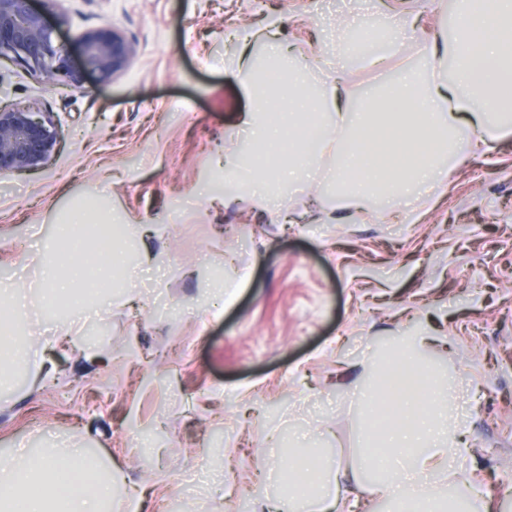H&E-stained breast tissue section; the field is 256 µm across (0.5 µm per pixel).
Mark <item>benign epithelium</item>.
Returning <instances> with one entry per match:
<instances>
[{
	"label": "benign epithelium",
	"instance_id": "7a95c632",
	"mask_svg": "<svg viewBox=\"0 0 512 512\" xmlns=\"http://www.w3.org/2000/svg\"><path fill=\"white\" fill-rule=\"evenodd\" d=\"M66 17L59 0H0V61L16 62L35 72L47 87H79L86 70L104 79L124 71L135 42L101 26L80 37L84 64L79 66L58 38ZM63 133L46 112L20 104H0V174L38 172L60 152Z\"/></svg>",
	"mask_w": 512,
	"mask_h": 512
}]
</instances>
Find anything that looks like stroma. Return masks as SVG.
Here are the masks:
<instances>
[{"instance_id":"35a3bbf8","label":"stroma","mask_w":512,"mask_h":512,"mask_svg":"<svg viewBox=\"0 0 512 512\" xmlns=\"http://www.w3.org/2000/svg\"><path fill=\"white\" fill-rule=\"evenodd\" d=\"M391 0H63L71 53L109 25L136 53L109 80L46 89L0 68V100L50 113L64 135L43 171L0 174V290L29 291L37 237L79 208L122 225L118 295L25 329V382L0 385V457L91 448L120 462L143 512H168L195 485L197 512H260L285 495L265 481L270 447L356 459L360 396L402 336H433L423 357L459 392L458 458L492 512H512V136L462 155L426 201L329 218V166L274 193L270 209L223 194L224 169L252 145L254 88L240 34L294 46L313 84L330 77L339 22L381 20ZM393 70L416 63L451 6L411 0ZM224 302L210 307L214 279Z\"/></svg>"}]
</instances>
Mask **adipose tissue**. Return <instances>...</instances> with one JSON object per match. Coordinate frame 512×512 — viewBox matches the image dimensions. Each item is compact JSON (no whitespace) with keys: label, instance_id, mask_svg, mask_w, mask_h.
Returning a JSON list of instances; mask_svg holds the SVG:
<instances>
[{"label":"adipose tissue","instance_id":"ef3b65f1","mask_svg":"<svg viewBox=\"0 0 512 512\" xmlns=\"http://www.w3.org/2000/svg\"><path fill=\"white\" fill-rule=\"evenodd\" d=\"M455 72L444 77L447 62ZM304 59H297L285 83L288 93L280 124L256 121L252 131L258 144L278 137L293 124L297 112L330 114L335 137H324L315 148L301 147L289 155L286 181L323 164H331L336 184V207L363 210L377 190L389 200L430 198L442 185L446 162H458L462 153L474 154L491 141L512 134V0H485L481 11L461 10L454 34L434 33L423 49V61L403 70L370 96L357 98L344 75L323 88L320 99L300 90ZM378 155L382 163L370 174L355 177L362 156ZM50 259L42 265L43 305L73 310L72 290L77 285L65 251L48 243ZM429 337H414L409 348L397 351L384 372L406 374L417 384L405 397L389 400L388 383L363 400L365 417L377 406L396 417L390 427L370 425L364 467L373 471L372 481L358 480L363 495L394 502L401 512H415L419 502L430 499L432 484L447 481L455 487H471L473 475L457 467L465 433L452 422L448 392L435 373L420 362ZM392 456L391 467L375 474V455ZM81 450L65 456L44 453L36 463L16 464L0 458V512H12L24 502V512H104L112 489L123 477L117 470L99 476L95 486L69 472ZM314 470V490L306 496H285L278 512H341V490L347 469L308 455Z\"/></svg>","mask_w":512,"mask_h":512}]
</instances>
